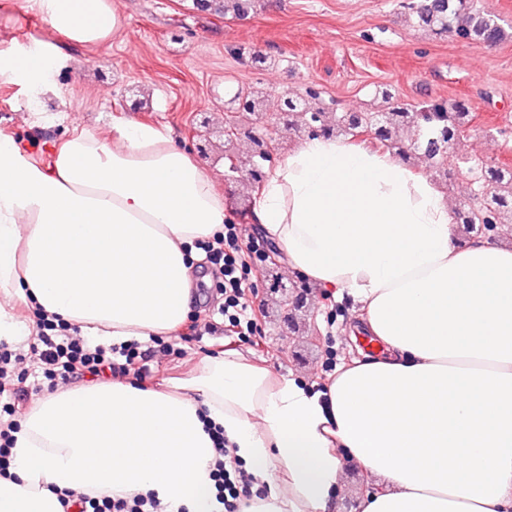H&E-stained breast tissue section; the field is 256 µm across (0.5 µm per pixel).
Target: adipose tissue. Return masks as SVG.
Masks as SVG:
<instances>
[{"label":"adipose tissue","mask_w":512,"mask_h":512,"mask_svg":"<svg viewBox=\"0 0 512 512\" xmlns=\"http://www.w3.org/2000/svg\"><path fill=\"white\" fill-rule=\"evenodd\" d=\"M67 39L119 24L111 0H27ZM41 53L0 56L34 94ZM226 199L157 127L74 133L44 170L0 138V343L30 330L15 303L102 343L187 321ZM453 206L389 155L314 137L278 160L254 220L289 269L351 298L377 355L321 382L275 378L236 351L203 358L181 392L95 381L28 407L0 512H61L59 493L153 495L162 512H220L215 431L253 477L241 512H332L346 466L382 489L360 512H512V248L461 242Z\"/></svg>","instance_id":"1"}]
</instances>
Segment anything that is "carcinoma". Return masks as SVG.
I'll return each instance as SVG.
<instances>
[{"instance_id": "1", "label": "carcinoma", "mask_w": 512, "mask_h": 512, "mask_svg": "<svg viewBox=\"0 0 512 512\" xmlns=\"http://www.w3.org/2000/svg\"><path fill=\"white\" fill-rule=\"evenodd\" d=\"M407 8L438 35L487 45H495L505 36L497 17L481 10L475 0H419L407 4ZM318 99L319 93L312 89L288 99V135L305 136L308 113L318 112L325 134L352 140L367 131L375 143L404 161L413 164L421 160L428 164L436 180L445 174L450 150L460 139L470 115L460 102L433 101L416 106L401 101L386 88L375 93L369 109L335 118L325 107L308 106V101ZM271 109L270 95L256 92L248 96L249 118L257 121ZM401 127L413 130L414 138L408 145L397 136ZM466 169L479 173L481 193L477 203L455 210L456 224L468 233L482 231L487 224H512V169L469 160Z\"/></svg>"}]
</instances>
